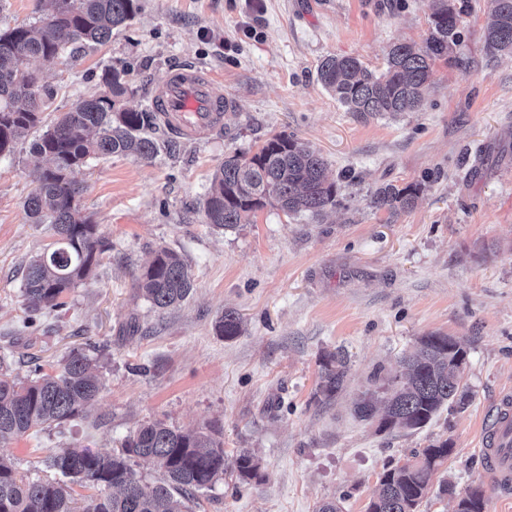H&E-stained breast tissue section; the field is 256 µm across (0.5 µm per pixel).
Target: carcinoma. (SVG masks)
<instances>
[{
	"instance_id": "cac0c4a2",
	"label": "carcinoma",
	"mask_w": 512,
	"mask_h": 512,
	"mask_svg": "<svg viewBox=\"0 0 512 512\" xmlns=\"http://www.w3.org/2000/svg\"><path fill=\"white\" fill-rule=\"evenodd\" d=\"M491 2L486 48L512 54V0ZM52 4V25L40 20L0 32L1 156L12 154L41 122L42 112L54 97V89L45 82L37 97H26L22 72L26 63L35 58L56 64L77 49L104 44L140 9L139 0H52ZM431 19L425 44L420 48L391 45L380 72L354 57L325 58L319 66L324 87L347 111L363 119L419 110L434 60L448 56L459 41L460 14L449 0H434ZM127 75L124 68L107 69L104 94L80 100L59 113L30 142V153L45 164L36 172L27 211L34 223L51 225L57 236L55 248L34 257L25 270L24 299L32 314L64 306V294L84 281L109 249L98 225L81 211V188L72 174L93 158L124 155L148 160L158 152L156 141L144 134L155 114L121 106L130 92ZM325 168L315 149L285 134L272 136L250 157L228 155L203 197L205 221L216 229H234L249 223L268 204L289 215L320 217L336 207L338 193L336 183L327 180ZM415 197L410 187L386 184L376 190L373 204L393 212L411 207ZM134 288L164 310L190 295L193 277L178 253L162 248L136 276ZM215 331L226 340L239 336L242 320L238 313L224 311L215 322ZM401 367V372L384 378L383 402L365 398L355 406V413L376 422L378 431L418 430L443 406L463 409L467 405L463 371L455 358L448 357V337H421ZM345 376L344 357L336 355L324 364L319 387L324 399L335 397ZM101 389L93 358L78 349L63 357L58 374L42 372L24 382L0 376V442L85 412ZM452 451L448 440H436L415 452L411 464L385 470L366 512H417L435 471ZM137 458L153 461L163 478L144 480L133 468ZM48 467L60 479L26 480L0 457V512H77L75 485L95 489L82 512H193L196 493L212 489L226 468L241 482L256 479L260 473L259 459L248 449L225 460L220 428L178 429L161 420L137 427L117 453L63 448L49 458ZM484 509L485 495L479 486L470 488L457 504V512Z\"/></svg>"
}]
</instances>
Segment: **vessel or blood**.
<instances>
[{
  "label": "vessel or blood",
  "instance_id": "1",
  "mask_svg": "<svg viewBox=\"0 0 512 512\" xmlns=\"http://www.w3.org/2000/svg\"><path fill=\"white\" fill-rule=\"evenodd\" d=\"M226 98L223 86L202 68L181 66L155 85L151 105L175 138L200 140L221 130ZM485 464L496 489L512 491V392L497 397L482 439Z\"/></svg>",
  "mask_w": 512,
  "mask_h": 512
}]
</instances>
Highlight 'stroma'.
<instances>
[{
    "label": "stroma",
    "mask_w": 512,
    "mask_h": 512,
    "mask_svg": "<svg viewBox=\"0 0 512 512\" xmlns=\"http://www.w3.org/2000/svg\"><path fill=\"white\" fill-rule=\"evenodd\" d=\"M461 40L435 61L420 111L361 120L318 79L328 56L385 67L390 45L422 46L432 0H140L131 24L64 63L30 61L56 89L44 122L104 93L103 71L126 68L127 108L149 107L152 86L176 67L211 71L233 103L210 138L179 141L149 160L95 159L77 170L80 205L109 248L65 304L29 317L23 270L55 237L32 223L25 201L38 165L28 142L0 157V356L7 372L57 373L70 349L95 361L94 407L61 425L0 443L19 476L55 479L47 460L66 447L109 453L139 424L216 425L224 451L248 448L258 479L225 476L200 493L194 512H316L333 499L365 512L386 466L403 464L435 439L453 452L419 512H451L469 487L485 512H512L480 453L487 409L512 390V54L490 52L488 0H451ZM276 134L320 151L339 187L322 217L264 207L224 231L206 224L201 201L226 156H252ZM417 187L412 207H373L375 191ZM178 252L194 279L181 305L156 310L134 277L159 248ZM238 312L245 331L218 336L216 320ZM463 342L466 408H443L425 427L377 432L359 419L361 398L381 394L421 337ZM347 375L319 392L330 356Z\"/></svg>",
    "instance_id": "1"
}]
</instances>
